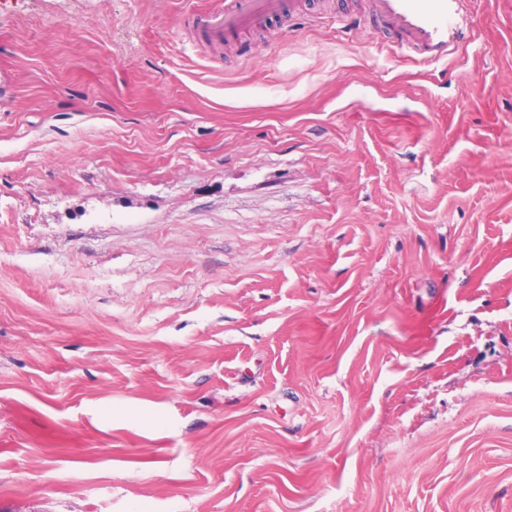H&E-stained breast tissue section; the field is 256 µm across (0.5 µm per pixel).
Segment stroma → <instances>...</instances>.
Segmentation results:
<instances>
[{
	"label": "stroma",
	"mask_w": 512,
	"mask_h": 512,
	"mask_svg": "<svg viewBox=\"0 0 512 512\" xmlns=\"http://www.w3.org/2000/svg\"><path fill=\"white\" fill-rule=\"evenodd\" d=\"M223 2L0 0V512H512V0ZM298 1L301 0H225L224 9L199 17V39L203 45L219 48L226 37L250 29L265 19L287 12L294 15ZM466 0H372L377 26L400 37L408 57L439 61L463 35Z\"/></svg>",
	"instance_id": "1"
}]
</instances>
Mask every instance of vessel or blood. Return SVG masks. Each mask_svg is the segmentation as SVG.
I'll list each match as a JSON object with an SVG mask.
<instances>
[{
  "instance_id": "1",
  "label": "vessel or blood",
  "mask_w": 512,
  "mask_h": 512,
  "mask_svg": "<svg viewBox=\"0 0 512 512\" xmlns=\"http://www.w3.org/2000/svg\"><path fill=\"white\" fill-rule=\"evenodd\" d=\"M465 4L466 0H372V18L399 36L408 57L438 61L447 58L449 47L462 38ZM297 9L298 0H224L222 9L199 17L198 36L203 45L217 48L226 37Z\"/></svg>"
}]
</instances>
